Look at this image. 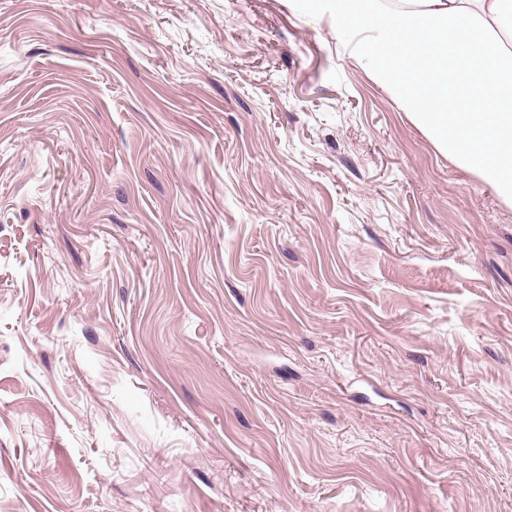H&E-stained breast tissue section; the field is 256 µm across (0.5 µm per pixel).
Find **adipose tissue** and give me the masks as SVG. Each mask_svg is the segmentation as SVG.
<instances>
[{"label": "adipose tissue", "mask_w": 512, "mask_h": 512, "mask_svg": "<svg viewBox=\"0 0 512 512\" xmlns=\"http://www.w3.org/2000/svg\"><path fill=\"white\" fill-rule=\"evenodd\" d=\"M512 0H321L441 154L512 206ZM469 88L459 106L452 87Z\"/></svg>", "instance_id": "ef3b65f1"}]
</instances>
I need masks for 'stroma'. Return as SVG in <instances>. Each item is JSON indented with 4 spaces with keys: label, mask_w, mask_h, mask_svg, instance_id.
<instances>
[{
    "label": "stroma",
    "mask_w": 512,
    "mask_h": 512,
    "mask_svg": "<svg viewBox=\"0 0 512 512\" xmlns=\"http://www.w3.org/2000/svg\"><path fill=\"white\" fill-rule=\"evenodd\" d=\"M302 0H0V512H512V207Z\"/></svg>",
    "instance_id": "stroma-1"
}]
</instances>
